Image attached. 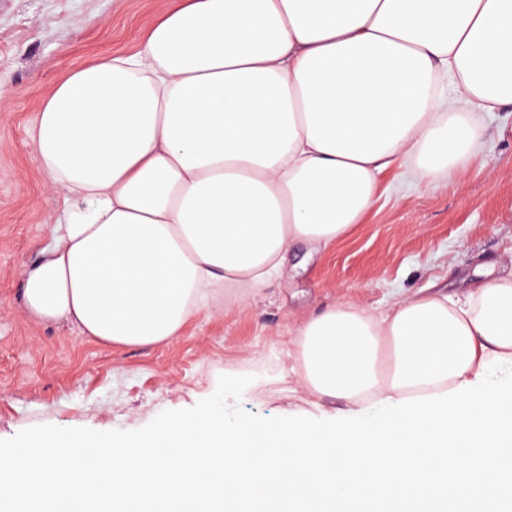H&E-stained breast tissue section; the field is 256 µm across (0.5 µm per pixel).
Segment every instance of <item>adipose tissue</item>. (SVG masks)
Masks as SVG:
<instances>
[{
    "label": "adipose tissue",
    "mask_w": 512,
    "mask_h": 512,
    "mask_svg": "<svg viewBox=\"0 0 512 512\" xmlns=\"http://www.w3.org/2000/svg\"><path fill=\"white\" fill-rule=\"evenodd\" d=\"M133 38L29 132L64 221L20 272L24 311L108 346L258 296L295 243L343 240L397 161L463 176L478 113L512 106V0H162ZM295 344L313 393L401 409L35 433L0 455V512H512V387L483 383L512 362V278L338 303Z\"/></svg>",
    "instance_id": "adipose-tissue-1"
}]
</instances>
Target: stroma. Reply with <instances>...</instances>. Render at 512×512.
Returning a JSON list of instances; mask_svg holds the SVG:
<instances>
[{
    "instance_id": "35a3bbf8",
    "label": "stroma",
    "mask_w": 512,
    "mask_h": 512,
    "mask_svg": "<svg viewBox=\"0 0 512 512\" xmlns=\"http://www.w3.org/2000/svg\"><path fill=\"white\" fill-rule=\"evenodd\" d=\"M159 0H0V451L28 433L119 437L201 406L232 422L346 416L351 401L300 382L293 340L336 303L380 314L395 295L465 293L512 272V108L480 113L482 148L464 183H410L402 164L379 176L360 224L323 249L297 243L285 273L254 302L200 310L176 340L106 346L71 324L22 309L19 272L63 216L28 131L43 99L73 69L129 54Z\"/></svg>"
}]
</instances>
